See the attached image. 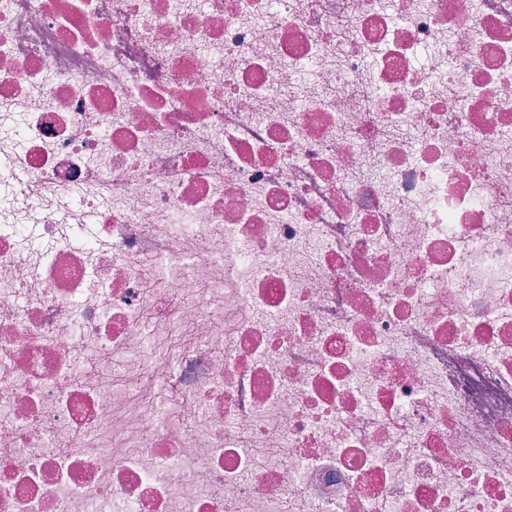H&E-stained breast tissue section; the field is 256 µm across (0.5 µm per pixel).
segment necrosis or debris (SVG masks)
<instances>
[{"label":"necrosis or debris","instance_id":"1","mask_svg":"<svg viewBox=\"0 0 512 512\" xmlns=\"http://www.w3.org/2000/svg\"><path fill=\"white\" fill-rule=\"evenodd\" d=\"M0 512H512V0H0Z\"/></svg>","mask_w":512,"mask_h":512}]
</instances>
